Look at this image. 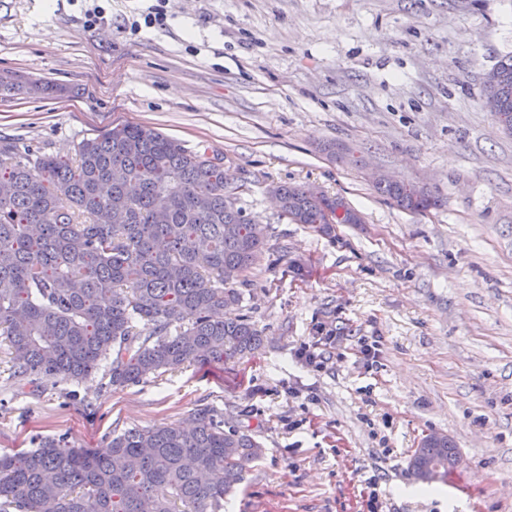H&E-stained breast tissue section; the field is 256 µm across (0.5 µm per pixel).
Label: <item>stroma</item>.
Segmentation results:
<instances>
[{
	"mask_svg": "<svg viewBox=\"0 0 512 512\" xmlns=\"http://www.w3.org/2000/svg\"><path fill=\"white\" fill-rule=\"evenodd\" d=\"M156 4L165 26L132 31ZM93 6L0 0V138L68 156L133 123L207 147L267 234L229 311L261 342L119 389L103 367L33 392L0 339V454L59 436L101 448L208 408L264 448L221 512H512V135L484 95L512 55V0H103L90 29ZM379 170L442 207L399 209ZM276 183L340 195L362 221L292 223ZM434 432L462 467L435 496L399 494Z\"/></svg>",
	"mask_w": 512,
	"mask_h": 512,
	"instance_id": "35a3bbf8",
	"label": "stroma"
}]
</instances>
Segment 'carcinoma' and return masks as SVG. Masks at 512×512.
I'll return each mask as SVG.
<instances>
[{"label": "carcinoma", "instance_id": "obj_1", "mask_svg": "<svg viewBox=\"0 0 512 512\" xmlns=\"http://www.w3.org/2000/svg\"><path fill=\"white\" fill-rule=\"evenodd\" d=\"M494 70L485 99L512 133V55ZM0 185L10 189L0 197V335L20 386L78 380L110 357L109 382L121 388L259 344L248 319L218 312L242 302L238 285L265 231L237 206L207 148L129 123L83 139L73 158L0 139ZM376 190L414 214L442 205L406 181ZM273 192L282 216L324 232L326 213L346 205L306 186ZM114 212L125 222L112 223ZM262 453L252 435L202 409L185 426L128 429L103 448L48 438L0 456V498L13 512H219ZM457 454L447 435L431 434L410 466L432 482L448 477Z\"/></svg>", "mask_w": 512, "mask_h": 512}]
</instances>
